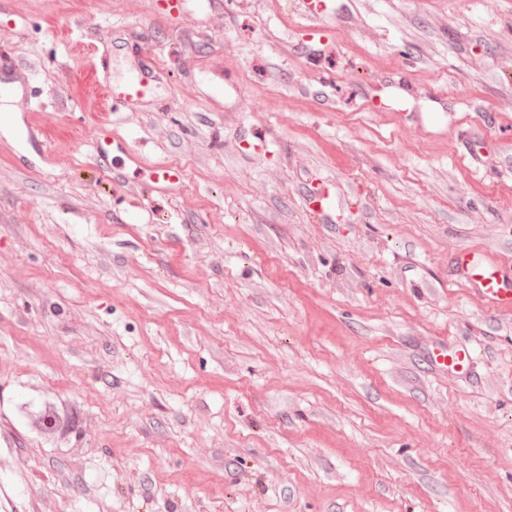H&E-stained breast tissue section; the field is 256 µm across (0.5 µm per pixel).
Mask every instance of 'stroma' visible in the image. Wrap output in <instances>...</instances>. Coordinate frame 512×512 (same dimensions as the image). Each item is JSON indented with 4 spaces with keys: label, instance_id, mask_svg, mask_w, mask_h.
<instances>
[{
    "label": "stroma",
    "instance_id": "1",
    "mask_svg": "<svg viewBox=\"0 0 512 512\" xmlns=\"http://www.w3.org/2000/svg\"><path fill=\"white\" fill-rule=\"evenodd\" d=\"M329 5L0 0V512H512V311L455 265L512 264V0ZM101 62L163 80L116 110ZM92 153L96 157L101 169L108 170L112 166L114 154H124L127 159L136 165L140 164V156L131 152L124 140L116 135L112 136L110 141L103 136H99L92 144ZM473 358L468 351L453 349L440 342L429 355V364L437 371H452L459 375H468ZM18 412L25 420L26 425L42 436L58 433L62 429L73 435L79 433V410L64 414L58 408L57 399L29 400L18 406Z\"/></svg>",
    "mask_w": 512,
    "mask_h": 512
}]
</instances>
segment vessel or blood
I'll return each mask as SVG.
<instances>
[{"label": "vessel or blood", "mask_w": 512, "mask_h": 512, "mask_svg": "<svg viewBox=\"0 0 512 512\" xmlns=\"http://www.w3.org/2000/svg\"><path fill=\"white\" fill-rule=\"evenodd\" d=\"M160 71L143 68L133 78L115 81L106 77L97 81L104 97L112 107H128L138 104L154 92L160 82ZM92 153L101 169H110L115 154L126 155L131 162L140 157L129 151L119 137H98L92 144ZM457 269L464 286L471 288L487 305L497 309H512V266L488 262L477 256L463 253L456 260ZM473 358L468 351L453 349L447 344H438L429 355V364L437 371H452L460 375L469 374Z\"/></svg>", "instance_id": "vessel-or-blood-1"}]
</instances>
